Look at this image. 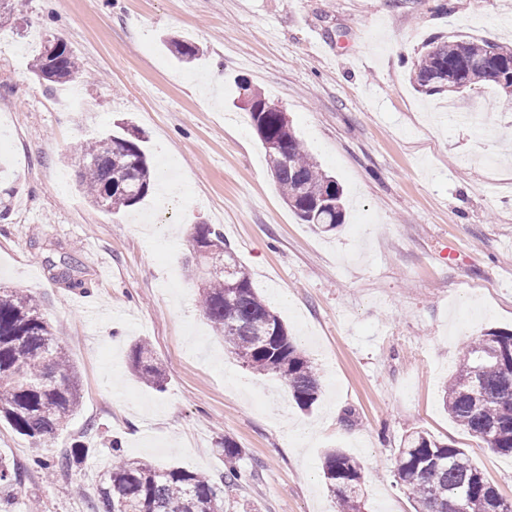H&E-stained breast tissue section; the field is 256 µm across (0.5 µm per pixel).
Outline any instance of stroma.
I'll use <instances>...</instances> for the list:
<instances>
[{"label":"stroma","instance_id":"stroma-1","mask_svg":"<svg viewBox=\"0 0 512 512\" xmlns=\"http://www.w3.org/2000/svg\"><path fill=\"white\" fill-rule=\"evenodd\" d=\"M55 33L81 79L57 85L16 49ZM201 59L178 60L161 36ZM512 44V0H10L0 15V286L34 294L76 367L78 411L49 447L0 424V455L28 462L75 445L86 457L31 470L8 512H92L113 448L131 460L218 478L231 438L248 473L231 494L259 512H336L325 452L360 464L364 512H415L396 456L413 430L465 449L512 502V456L484 448L442 406L464 342L512 329V107L493 84L426 95L411 82L431 39ZM282 107L344 189L329 233L284 202L237 79ZM80 90L82 106L60 102ZM131 119L156 193L107 214L76 186L74 147ZM211 224L314 362L312 410L224 349L187 271L188 239ZM146 340L156 391L128 368ZM316 428L308 444L296 430Z\"/></svg>","mask_w":512,"mask_h":512}]
</instances>
